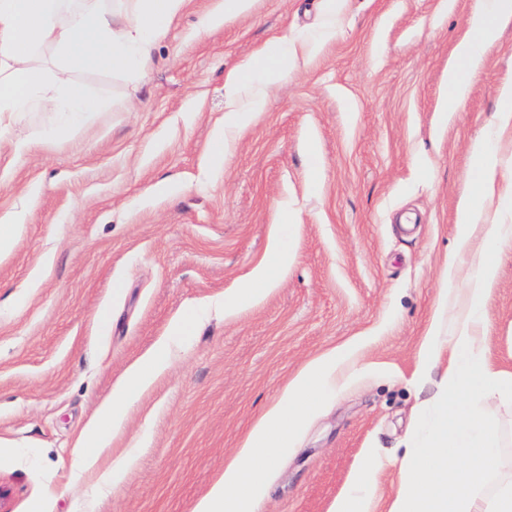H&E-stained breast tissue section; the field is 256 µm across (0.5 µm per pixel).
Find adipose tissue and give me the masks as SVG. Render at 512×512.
<instances>
[{"label": "adipose tissue", "mask_w": 512, "mask_h": 512, "mask_svg": "<svg viewBox=\"0 0 512 512\" xmlns=\"http://www.w3.org/2000/svg\"><path fill=\"white\" fill-rule=\"evenodd\" d=\"M184 0H0V130L19 114L48 109L65 114L68 129L80 127L89 113L102 107L73 76L75 67L146 78L152 50ZM339 0H323L317 23L304 35L276 38L244 58L224 78V100L244 130L253 113L263 111L270 91L299 60L318 54L336 36ZM512 23V0H477L465 37L448 63L445 111L465 100L467 75L482 66L485 53ZM258 93L249 105L238 102L243 85ZM501 110L489 136L472 156L468 194L458 210L459 247L473 256L472 268L460 274L447 267L443 289L418 356L421 374L447 359L444 389L434 399V418L425 437L416 441L401 466L397 488L386 512H512V483L502 484L492 498L476 492L484 478L499 468L500 432L490 417L496 401L512 399V374L498 369L488 355V339L480 331L484 302L493 292L498 247L512 243V225L492 212L496 199L512 196V187L497 177L496 144L512 128V84L500 91ZM288 247L275 239L243 281L237 303L253 302L275 288L288 267ZM187 322L175 320L167 336L133 362L113 386L77 439L78 465L94 479L119 477L132 452L114 457L108 438L117 432L136 397L170 364L173 337L184 335ZM343 353L328 352L314 360L256 421L224 476L199 501L195 512H253L265 490L269 472L259 456L277 457L292 449L294 438L311 412L337 390V366ZM377 466L364 460L330 512H379L370 493Z\"/></svg>", "instance_id": "1"}]
</instances>
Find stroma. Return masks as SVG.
I'll return each instance as SVG.
<instances>
[{
  "label": "stroma",
  "instance_id": "35a3bbf8",
  "mask_svg": "<svg viewBox=\"0 0 512 512\" xmlns=\"http://www.w3.org/2000/svg\"><path fill=\"white\" fill-rule=\"evenodd\" d=\"M477 0H345L342 30L289 69L263 112L210 151L229 120L224 76L265 42L313 24L321 0H255L198 33L221 0H185L149 80L77 70L107 107L17 151L54 122L28 112L0 134V213L22 214L0 260V512H194L254 422L309 362L349 352L345 387L270 465L255 512H328L364 455L388 497L432 411L440 373L418 350L449 261L469 267L456 211L471 144L512 83V27L448 113V58ZM280 282L227 311L274 232ZM486 303L489 356L512 372V244ZM194 315L170 367L110 446L134 449L116 485L88 492L80 433L127 367Z\"/></svg>",
  "mask_w": 512,
  "mask_h": 512
}]
</instances>
